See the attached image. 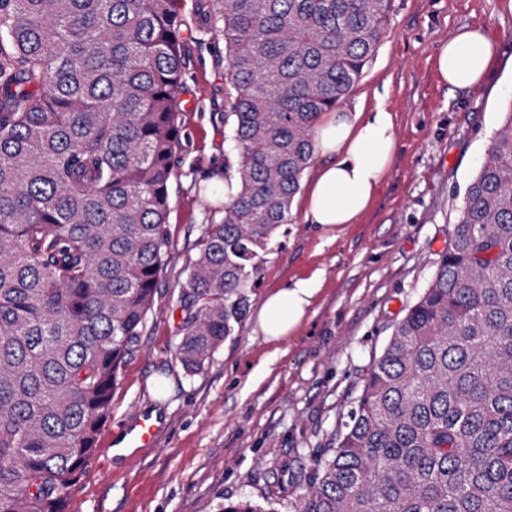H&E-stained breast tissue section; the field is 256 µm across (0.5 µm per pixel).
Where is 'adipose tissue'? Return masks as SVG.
Here are the masks:
<instances>
[{
	"instance_id": "ef3b65f1",
	"label": "adipose tissue",
	"mask_w": 512,
	"mask_h": 512,
	"mask_svg": "<svg viewBox=\"0 0 512 512\" xmlns=\"http://www.w3.org/2000/svg\"><path fill=\"white\" fill-rule=\"evenodd\" d=\"M495 53L481 30L461 29L435 56V68L449 87L476 86ZM320 159L305 195L304 219L328 233L359 223L390 171L397 148L395 116L384 109L364 114L342 109L324 113L314 129ZM317 277L272 289L262 300L256 327L265 342L294 335L319 292Z\"/></svg>"
}]
</instances>
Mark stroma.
Wrapping results in <instances>:
<instances>
[{
    "label": "stroma",
    "instance_id": "obj_1",
    "mask_svg": "<svg viewBox=\"0 0 512 512\" xmlns=\"http://www.w3.org/2000/svg\"><path fill=\"white\" fill-rule=\"evenodd\" d=\"M178 8L182 135L170 179V262L67 512H222L241 499L294 512L370 365L431 280L512 100V0H391L384 37L343 102L395 114L396 156L376 199L361 223L330 240L305 222L297 193L241 324L194 376L174 357L179 285L202 225L224 202L231 153L220 118L224 40L209 25V0H179ZM464 27L491 37L496 62L478 86L452 89L434 59ZM318 270L325 281L306 322L282 342H265L254 325L265 294ZM144 410L166 421L156 445L130 460L113 453V433Z\"/></svg>",
    "mask_w": 512,
    "mask_h": 512
}]
</instances>
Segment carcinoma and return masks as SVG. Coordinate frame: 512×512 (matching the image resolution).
Returning a JSON list of instances; mask_svg holds the SVG:
<instances>
[{"label":"carcinoma","instance_id":"cac0c4a2","mask_svg":"<svg viewBox=\"0 0 512 512\" xmlns=\"http://www.w3.org/2000/svg\"><path fill=\"white\" fill-rule=\"evenodd\" d=\"M236 157L175 358L233 335L391 0H210ZM177 0H0V512H65L167 264ZM295 512H512V100Z\"/></svg>","mask_w":512,"mask_h":512}]
</instances>
